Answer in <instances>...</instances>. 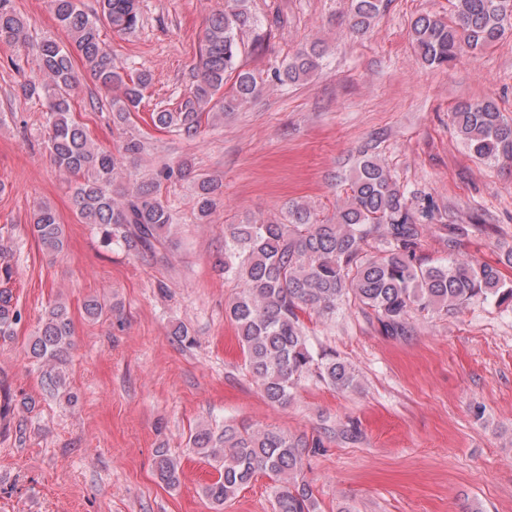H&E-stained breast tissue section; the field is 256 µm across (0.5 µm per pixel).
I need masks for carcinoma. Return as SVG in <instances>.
Listing matches in <instances>:
<instances>
[{
    "label": "carcinoma",
    "mask_w": 512,
    "mask_h": 512,
    "mask_svg": "<svg viewBox=\"0 0 512 512\" xmlns=\"http://www.w3.org/2000/svg\"><path fill=\"white\" fill-rule=\"evenodd\" d=\"M383 8L384 0H351L348 29L366 33ZM50 9L69 46L54 40L38 44L33 62L44 80L20 85V96L44 101L46 147L55 166L72 179L71 203L81 223L95 225L104 245L165 265L173 215L161 199L159 179L132 183L125 176V161L136 158L144 142L129 137L115 153L97 146L76 117L71 95L80 66L110 95L112 124L125 126L133 120L152 76L146 70L127 72L101 39V28L107 25L118 34L135 30L139 0H98V9L92 11L81 0H50ZM255 26L245 0H229L224 10L212 14L203 31L190 96L174 111L151 112V125L160 131L175 127L193 138L203 120L235 112L255 98L264 80L242 64L239 42V33ZM508 30L512 0H453L450 18L419 15L411 22L409 37L421 63L446 66L465 51L494 45ZM27 38L26 22L9 0H0V42L22 45ZM324 54L319 42L301 47L274 79L280 84L307 81L320 69ZM451 122L475 158L512 161V120L493 100L457 104ZM220 195L219 183L197 182L200 221L208 220ZM432 207L430 197H410L379 157L365 152L349 179L345 199L330 216L319 219L307 205L292 202L281 218L225 225L224 256L217 257L215 267L241 288L226 313L237 326L245 367L269 401L288 404L301 380L312 375L338 390L359 386L349 362L331 350L312 347L302 320L306 311L334 317L353 299L374 315L387 335L402 336L415 311L448 313L474 300L512 303V285L498 267L472 258L430 264L420 257V218ZM30 233L51 255L65 249L63 224L46 203L34 208ZM372 240L378 246L370 255L365 246ZM7 251L0 247V340L13 336L22 320L7 287L13 277L12 266L4 260ZM72 336L69 311L56 303L45 312L29 344L47 393L69 406L78 403L66 370ZM188 443L218 462L217 477L204 488L215 507L224 508L254 477L265 474L274 481L275 512H316L313 491L301 477L306 442L278 430L226 424L219 433L200 425ZM155 466L167 487L179 485L180 468L168 449H156Z\"/></svg>",
    "instance_id": "cac0c4a2"
}]
</instances>
